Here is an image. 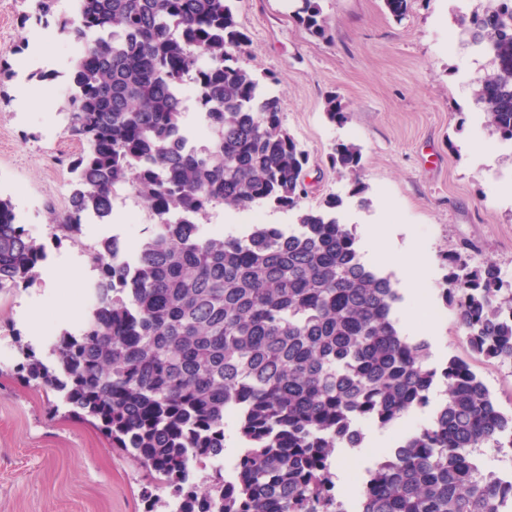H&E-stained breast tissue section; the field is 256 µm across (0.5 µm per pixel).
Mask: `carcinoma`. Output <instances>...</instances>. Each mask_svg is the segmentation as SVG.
<instances>
[{
  "mask_svg": "<svg viewBox=\"0 0 512 512\" xmlns=\"http://www.w3.org/2000/svg\"><path fill=\"white\" fill-rule=\"evenodd\" d=\"M232 2L76 0L80 24L58 21L77 43L96 38L77 57L67 131L81 150L54 228L106 223L118 186L155 224L132 251L90 255L96 307L52 342V364L21 348V369L145 467L175 512H343L336 449L358 447L361 422L384 428L429 406L440 382L430 422L374 463L355 512H499L505 493L472 449L512 437V414L464 363L426 366L427 342L397 327V288L332 216L338 199L299 211L289 232L204 230L217 206L290 211L308 194V153L282 128L279 99L240 65L247 36ZM21 4L27 20L54 14V0ZM294 16L325 37L318 0H296ZM460 23L494 61L475 97L512 141V0H487ZM187 85L204 145L181 123ZM360 160L352 143L331 154L352 174ZM45 259L0 197V290L34 282ZM446 284L472 349L512 361V282L498 265L459 253ZM228 417L231 483L214 467Z\"/></svg>",
  "mask_w": 512,
  "mask_h": 512,
  "instance_id": "1",
  "label": "carcinoma"
}]
</instances>
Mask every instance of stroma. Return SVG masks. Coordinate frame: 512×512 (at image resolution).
<instances>
[{
	"mask_svg": "<svg viewBox=\"0 0 512 512\" xmlns=\"http://www.w3.org/2000/svg\"><path fill=\"white\" fill-rule=\"evenodd\" d=\"M327 21L323 38L311 37L293 15L291 0H234L235 20L249 38L243 65L278 96L281 124L310 161L305 209L329 197L342 201L336 215L352 229L365 264L391 278L401 296L395 314L402 335L425 340L427 364L443 368L465 361L489 388L503 412H512V365L473 352L456 312L443 296L448 256L468 253L473 263L494 260L512 279V142L501 140L474 97L491 69L458 23L461 13L485 0H408L402 18L384 0H319ZM18 0H0V197L10 199L20 224L42 243L44 268H68L98 236L138 241L152 216L128 189L113 201L123 223L89 221L81 240L54 238L53 218L67 206L69 163L80 146L67 130L74 54L69 40L55 42L48 62L31 65L35 21H22ZM46 89L49 105L16 109L15 92ZM336 98L347 119L331 123L326 102ZM357 145L358 175L333 167L335 144ZM360 179L366 198L351 197ZM399 253L427 251L426 288L414 293L401 267L381 264L380 244ZM36 307L41 323H62L66 304L43 279L0 290V512H147L143 497L153 484L93 423L69 413L61 395L29 383L17 370L19 344L45 356L47 335L31 336L21 304ZM442 308L430 321L426 307ZM444 398L435 385L431 405L393 425H363L361 447L336 456L337 487L353 496L364 468L426 424Z\"/></svg>",
	"mask_w": 512,
	"mask_h": 512,
	"instance_id": "35a3bbf8",
	"label": "stroma"
}]
</instances>
